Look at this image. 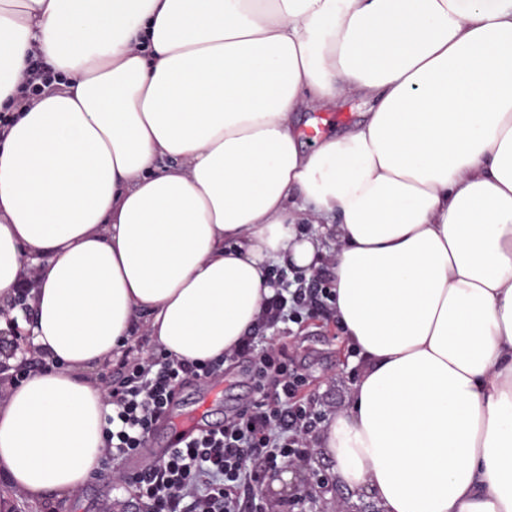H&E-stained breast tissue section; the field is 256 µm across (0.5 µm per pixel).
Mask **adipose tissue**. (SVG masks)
<instances>
[{
    "instance_id": "obj_1",
    "label": "adipose tissue",
    "mask_w": 512,
    "mask_h": 512,
    "mask_svg": "<svg viewBox=\"0 0 512 512\" xmlns=\"http://www.w3.org/2000/svg\"><path fill=\"white\" fill-rule=\"evenodd\" d=\"M38 51L63 82L31 109ZM370 105L304 148L298 115ZM0 307L50 367L0 398V484L76 496L136 327L231 352L269 270L331 258L360 370L314 433L379 512H512V0H0ZM59 79L58 74L47 70L36 53L30 57L28 69L20 76L19 86L23 93V105L30 106L53 82Z\"/></svg>"
}]
</instances>
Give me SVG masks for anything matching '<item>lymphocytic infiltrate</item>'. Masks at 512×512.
<instances>
[{
	"instance_id": "1",
	"label": "lymphocytic infiltrate",
	"mask_w": 512,
	"mask_h": 512,
	"mask_svg": "<svg viewBox=\"0 0 512 512\" xmlns=\"http://www.w3.org/2000/svg\"><path fill=\"white\" fill-rule=\"evenodd\" d=\"M270 276L277 282L275 293L266 300L255 332L232 352L251 365L252 400L222 426L187 439L139 472H116L112 464L139 455L176 392L189 380L216 377L224 361L189 362L134 345L117 363L106 389L113 413L102 469L111 473L117 489H133L148 512H299L296 497L272 509L261 486L268 471L305 462L308 437L323 414L301 396L305 380L290 369L286 351L259 347L258 340L278 325L331 313L336 293L318 272L292 282L280 270Z\"/></svg>"
}]
</instances>
